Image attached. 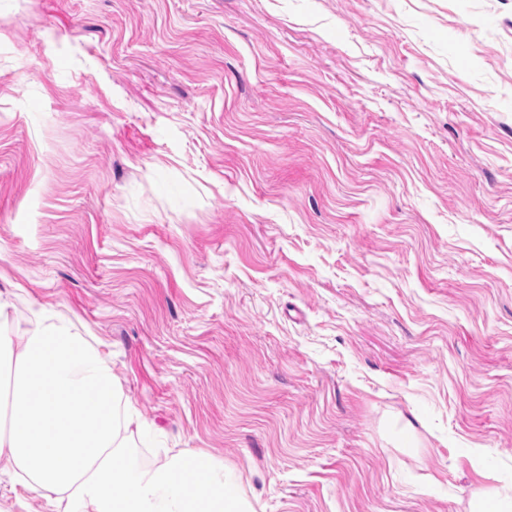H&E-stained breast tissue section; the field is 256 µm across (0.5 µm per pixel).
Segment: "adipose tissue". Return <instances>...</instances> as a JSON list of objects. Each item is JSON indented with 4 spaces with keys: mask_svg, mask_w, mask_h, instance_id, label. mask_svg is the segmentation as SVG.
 Listing matches in <instances>:
<instances>
[{
    "mask_svg": "<svg viewBox=\"0 0 512 512\" xmlns=\"http://www.w3.org/2000/svg\"><path fill=\"white\" fill-rule=\"evenodd\" d=\"M0 296V467L53 512H251L224 468L182 451L145 468L124 442L139 417L101 342L52 310L25 324Z\"/></svg>",
    "mask_w": 512,
    "mask_h": 512,
    "instance_id": "adipose-tissue-1",
    "label": "adipose tissue"
}]
</instances>
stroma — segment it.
I'll list each match as a JSON object with an SVG mask.
<instances>
[{
  "mask_svg": "<svg viewBox=\"0 0 512 512\" xmlns=\"http://www.w3.org/2000/svg\"><path fill=\"white\" fill-rule=\"evenodd\" d=\"M0 292L103 343L144 467L468 512L512 470V0H0Z\"/></svg>",
  "mask_w": 512,
  "mask_h": 512,
  "instance_id": "1",
  "label": "stroma"
}]
</instances>
